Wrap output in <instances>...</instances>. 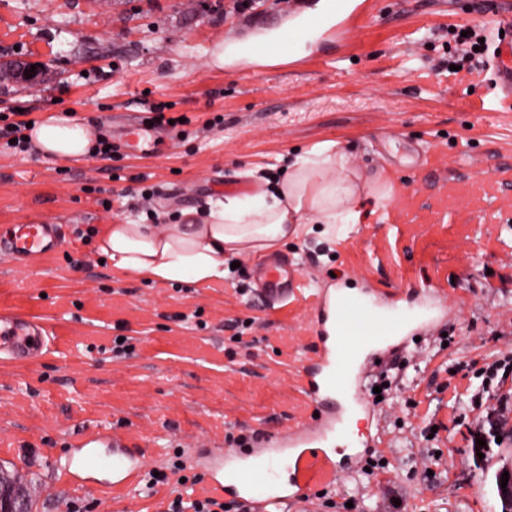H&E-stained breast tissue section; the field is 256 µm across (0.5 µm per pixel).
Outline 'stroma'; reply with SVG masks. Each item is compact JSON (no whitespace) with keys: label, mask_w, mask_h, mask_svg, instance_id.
<instances>
[{"label":"stroma","mask_w":512,"mask_h":512,"mask_svg":"<svg viewBox=\"0 0 512 512\" xmlns=\"http://www.w3.org/2000/svg\"><path fill=\"white\" fill-rule=\"evenodd\" d=\"M322 0H0V56L41 64L38 85L0 80V114L55 112L105 135L119 179L89 156L59 162L0 138V228L44 219L63 227L56 252L18 262L0 253V310L46 319L50 349L26 364L0 358V464L35 474L34 512L58 499L87 512H167L201 485H137L122 497L58 482L53 458L82 432L108 430L146 449L148 467L227 435L275 439L315 419L297 377L317 342V288L373 294L403 313L431 312L385 347L374 372L393 381L375 402L356 381L363 418L355 453L332 481L306 489L314 512H500L494 475L472 434L512 373L487 377L512 354V109L489 112L491 66L449 73L448 31L468 24L489 44L512 40V0H367V25L343 40L297 42L298 15ZM277 28L271 63H234ZM224 66H216V53ZM186 124L124 144L131 119L154 107ZM335 141L359 171L385 176V211L364 200L352 233L289 240L307 295L268 307L259 259L224 281L150 284L113 273L77 231L103 224L207 219L227 196L262 192L263 175ZM152 195L143 206L141 192ZM130 352L113 357L112 340ZM56 487L48 495L46 487Z\"/></svg>","instance_id":"obj_1"}]
</instances>
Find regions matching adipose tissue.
I'll return each mask as SVG.
<instances>
[{
  "label": "adipose tissue",
  "mask_w": 512,
  "mask_h": 512,
  "mask_svg": "<svg viewBox=\"0 0 512 512\" xmlns=\"http://www.w3.org/2000/svg\"><path fill=\"white\" fill-rule=\"evenodd\" d=\"M26 135L39 154L62 161L82 158L90 146L87 127L57 113L31 124ZM391 184L367 178L337 142L318 143L296 155L280 181L250 198L228 196L209 221L196 224H106L96 248L113 271L158 283L199 284L223 280L229 257L263 258L306 225L353 227L359 206L373 199L385 206Z\"/></svg>",
  "instance_id": "1"
}]
</instances>
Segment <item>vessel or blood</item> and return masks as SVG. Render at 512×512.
I'll return each mask as SVG.
<instances>
[{"label":"vessel or blood","mask_w":512,"mask_h":512,"mask_svg":"<svg viewBox=\"0 0 512 512\" xmlns=\"http://www.w3.org/2000/svg\"><path fill=\"white\" fill-rule=\"evenodd\" d=\"M331 9L333 23L328 32L332 35L341 34L360 17L359 10H346L342 0H333ZM494 82L506 96H512V41H503L498 47ZM61 235L62 228L57 224H16L8 236H0V251L21 259L49 255L55 252ZM260 283L263 296L272 304L304 291L300 270L284 269L278 261L261 268ZM318 308L326 315L325 334L320 339L317 358L305 366L301 376L303 392L320 410L317 424L277 438L276 449L263 457L257 469L225 471V463L235 460L236 449H212L206 473L224 495L249 501L259 492L267 504L284 500L301 504L305 501L304 490L313 480L335 476L333 457L323 444L341 420L336 396L348 392L361 351L386 342L400 333L402 326L395 320L372 315L363 306L339 302L329 292L319 294ZM50 336L42 319L0 312V354H7L11 360L29 361L41 355ZM101 444L112 450V474L103 479L98 476L101 460L96 453ZM145 466L142 449L130 447L120 435L107 431L79 440L69 457L53 463L69 486L115 490L138 484Z\"/></svg>","instance_id":"vessel-or-blood-1"}]
</instances>
